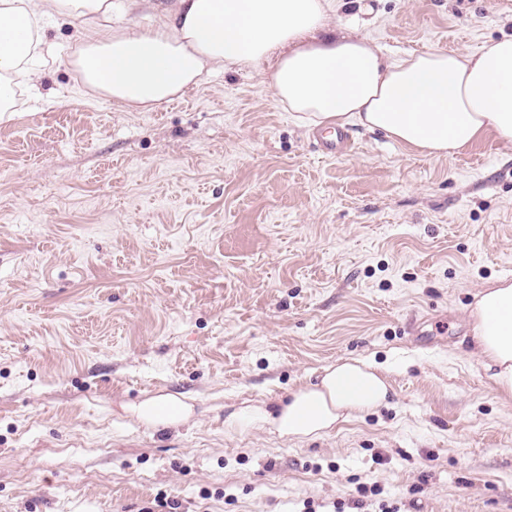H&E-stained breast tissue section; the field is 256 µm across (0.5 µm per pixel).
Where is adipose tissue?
<instances>
[{"instance_id": "ef3b65f1", "label": "adipose tissue", "mask_w": 512, "mask_h": 512, "mask_svg": "<svg viewBox=\"0 0 512 512\" xmlns=\"http://www.w3.org/2000/svg\"><path fill=\"white\" fill-rule=\"evenodd\" d=\"M152 0H0V112L10 111L13 78L39 80L55 59L49 25L75 29L71 65L82 87L143 111L198 85L203 74L249 70L264 60L277 102L312 126L359 124L408 152L450 156L487 137L512 144V35L473 52L428 49L399 58L331 22L334 0H172L147 28L124 22ZM475 351L496 392L512 399V282L480 290L466 312ZM384 371L358 358L336 360L275 408L252 405L224 428L261 426L305 441L386 406ZM145 424L176 426L190 407L173 395L133 408Z\"/></svg>"}]
</instances>
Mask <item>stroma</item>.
Here are the masks:
<instances>
[{"instance_id": "stroma-1", "label": "stroma", "mask_w": 512, "mask_h": 512, "mask_svg": "<svg viewBox=\"0 0 512 512\" xmlns=\"http://www.w3.org/2000/svg\"><path fill=\"white\" fill-rule=\"evenodd\" d=\"M338 0L402 55L512 34V0ZM71 27L0 119V512H512V400L465 312L512 280V144L451 157L351 126L324 158L269 62L127 112L84 95ZM389 407L305 442L224 430L340 358ZM183 396L144 426L132 404ZM132 410L145 424L168 428L183 420L190 413V406L174 395H160L141 401Z\"/></svg>"}]
</instances>
